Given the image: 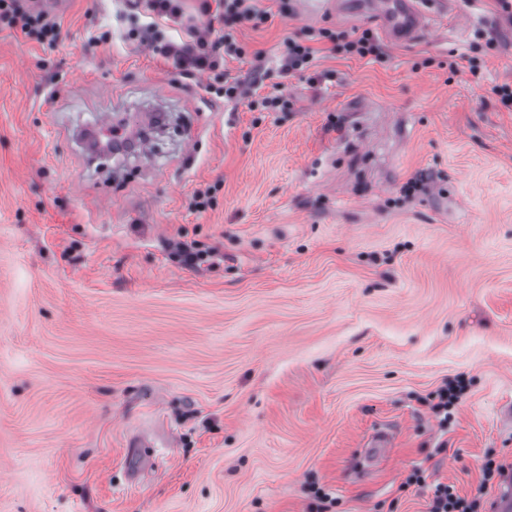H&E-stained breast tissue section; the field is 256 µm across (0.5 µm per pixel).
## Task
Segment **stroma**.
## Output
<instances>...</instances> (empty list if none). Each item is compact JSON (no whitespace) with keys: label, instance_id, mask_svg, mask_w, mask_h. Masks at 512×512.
<instances>
[{"label":"stroma","instance_id":"stroma-1","mask_svg":"<svg viewBox=\"0 0 512 512\" xmlns=\"http://www.w3.org/2000/svg\"><path fill=\"white\" fill-rule=\"evenodd\" d=\"M230 28L281 55L361 33L332 0H256ZM451 0L384 58L317 42L318 82L267 79L277 112L225 102V74L150 49L122 0H70L51 47L0 29V512H427L413 467L490 506L512 466V26ZM176 122L94 158L103 117ZM430 191L404 198L417 171ZM219 184L213 207L196 191ZM219 247L192 269L172 245ZM468 388L440 428L427 400ZM379 426L392 448L351 459ZM173 435L136 469L130 438Z\"/></svg>","mask_w":512,"mask_h":512}]
</instances>
